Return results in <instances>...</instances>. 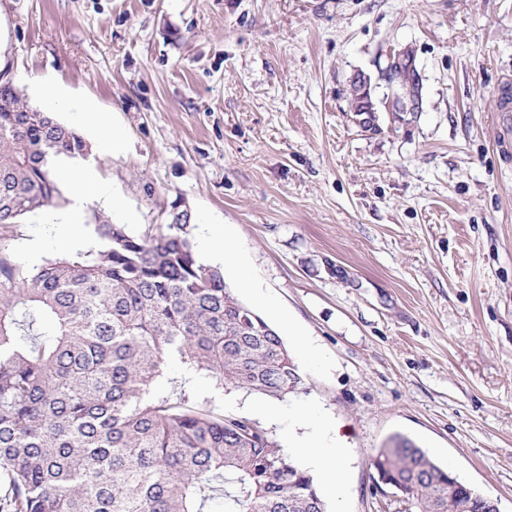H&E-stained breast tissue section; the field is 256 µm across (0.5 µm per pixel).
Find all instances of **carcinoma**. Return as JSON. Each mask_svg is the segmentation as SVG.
I'll return each mask as SVG.
<instances>
[{"mask_svg": "<svg viewBox=\"0 0 512 512\" xmlns=\"http://www.w3.org/2000/svg\"><path fill=\"white\" fill-rule=\"evenodd\" d=\"M386 76L419 101L415 74ZM87 153L0 79V230L60 206L54 161ZM191 224L178 205L142 236L98 215L90 249L31 271L0 247V512H326L266 429L189 387L283 399L302 385L279 334L197 257ZM171 368L174 396L156 387ZM373 466L415 512H485L405 439Z\"/></svg>", "mask_w": 512, "mask_h": 512, "instance_id": "1", "label": "carcinoma"}]
</instances>
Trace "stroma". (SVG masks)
I'll list each match as a JSON object with an SVG mask.
<instances>
[{
  "label": "stroma",
  "mask_w": 512,
  "mask_h": 512,
  "mask_svg": "<svg viewBox=\"0 0 512 512\" xmlns=\"http://www.w3.org/2000/svg\"><path fill=\"white\" fill-rule=\"evenodd\" d=\"M400 49L416 105L383 75ZM0 71L33 107L50 78L124 131L73 161L97 179L80 225L30 214L1 246L60 258L61 236L92 245L95 213L141 235L189 207L195 252L227 228L268 302L227 287L297 327L302 390L277 420L261 396L218 401L283 446L302 408L333 425L347 471L328 512H405L372 465L395 434L512 512V0H0ZM351 82L356 85L358 95L354 103L350 105V112H354L356 116H363L357 121L360 126L368 128L373 121V113L375 112L370 92V78L364 74H357Z\"/></svg>",
  "instance_id": "35a3bbf8"
}]
</instances>
